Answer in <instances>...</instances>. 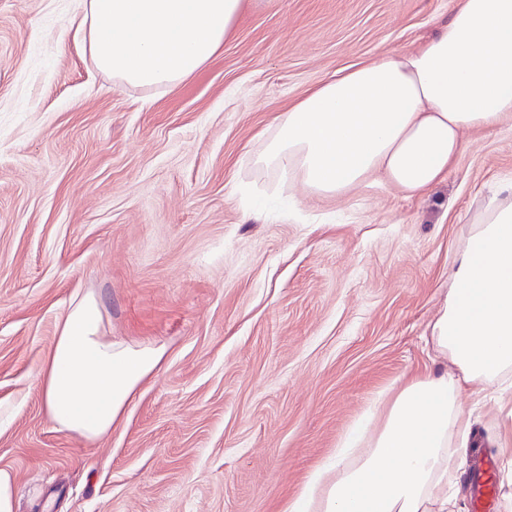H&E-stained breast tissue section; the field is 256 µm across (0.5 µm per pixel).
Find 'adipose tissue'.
<instances>
[{"mask_svg":"<svg viewBox=\"0 0 512 512\" xmlns=\"http://www.w3.org/2000/svg\"><path fill=\"white\" fill-rule=\"evenodd\" d=\"M245 0H81L85 52L113 83L172 92L223 47ZM512 121V0H459L417 48L332 75L276 120L255 162L340 196L383 174L420 194L444 181L464 136ZM452 373L405 384L380 422L364 418L282 512H448L468 426L461 384L512 381V181L474 214L431 328ZM163 349L102 336L86 296L62 319L34 380L58 430L89 441L120 423Z\"/></svg>","mask_w":512,"mask_h":512,"instance_id":"ef3b65f1","label":"adipose tissue"}]
</instances>
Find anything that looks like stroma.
<instances>
[{
	"label": "stroma",
	"instance_id": "obj_1",
	"mask_svg": "<svg viewBox=\"0 0 512 512\" xmlns=\"http://www.w3.org/2000/svg\"><path fill=\"white\" fill-rule=\"evenodd\" d=\"M457 0H249L171 94L122 89L79 0H0V468L16 512H281L379 395L443 369L428 342L455 252L512 179V123L471 131L422 195L321 198L253 163L276 119L342 69L417 47ZM94 296L101 332L161 346L122 422L58 431L32 378ZM465 475L512 512V396L464 389ZM496 461L487 457L481 468L471 477L472 512H495L497 509V490L495 482Z\"/></svg>",
	"mask_w": 512,
	"mask_h": 512
}]
</instances>
